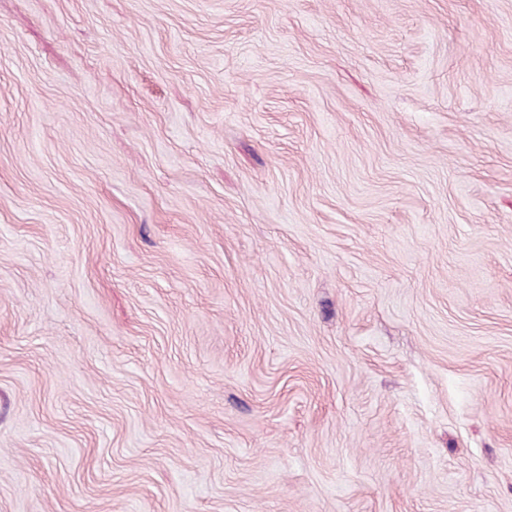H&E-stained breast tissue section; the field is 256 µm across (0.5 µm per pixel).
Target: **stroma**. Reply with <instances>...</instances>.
<instances>
[{"label":"stroma","mask_w":512,"mask_h":512,"mask_svg":"<svg viewBox=\"0 0 512 512\" xmlns=\"http://www.w3.org/2000/svg\"><path fill=\"white\" fill-rule=\"evenodd\" d=\"M0 512H512V0H0Z\"/></svg>","instance_id":"obj_1"}]
</instances>
